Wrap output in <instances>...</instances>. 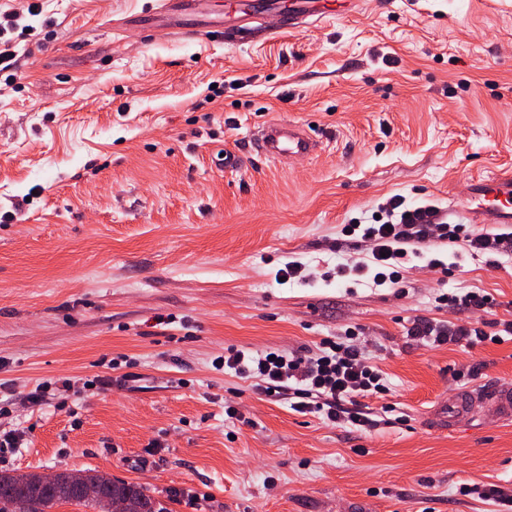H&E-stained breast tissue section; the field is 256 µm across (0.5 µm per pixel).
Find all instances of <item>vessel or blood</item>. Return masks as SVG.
Listing matches in <instances>:
<instances>
[{"label": "vessel or blood", "instance_id": "b4317fda", "mask_svg": "<svg viewBox=\"0 0 512 512\" xmlns=\"http://www.w3.org/2000/svg\"><path fill=\"white\" fill-rule=\"evenodd\" d=\"M278 19L276 34L294 33L320 23L328 14L322 0H226L222 11H214L211 0H156L155 19L168 21L177 35L249 41L263 33L267 14ZM319 140L303 122L271 120L254 135L253 151L260 157L286 163L313 155ZM472 211L477 224H512V173L488 176L473 185ZM475 392L460 394L434 417L445 425L455 415L471 409ZM499 418L512 417V386L495 389L486 398Z\"/></svg>", "mask_w": 512, "mask_h": 512}]
</instances>
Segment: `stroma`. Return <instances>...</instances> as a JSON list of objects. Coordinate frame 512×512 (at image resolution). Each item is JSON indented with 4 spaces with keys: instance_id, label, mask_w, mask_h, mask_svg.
<instances>
[{
    "instance_id": "1",
    "label": "stroma",
    "mask_w": 512,
    "mask_h": 512,
    "mask_svg": "<svg viewBox=\"0 0 512 512\" xmlns=\"http://www.w3.org/2000/svg\"><path fill=\"white\" fill-rule=\"evenodd\" d=\"M154 2L0 0L33 27L0 72V397L93 383L1 417L26 442L0 470L95 469L174 512H498L460 489L512 488V421L431 417L453 393L512 384V338L433 348L407 330L512 319V251L491 265L441 244L451 273L411 258L401 291L333 270L369 255L343 225L393 196L485 232L469 194L512 168V0H365L246 43L122 25ZM271 119L324 143L261 159L251 140ZM291 261L300 274L281 280ZM470 291L491 312L442 299ZM354 327L389 386L361 401L371 430L215 366L228 346L304 355Z\"/></svg>"
}]
</instances>
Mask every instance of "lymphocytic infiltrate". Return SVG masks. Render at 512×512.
<instances>
[{"instance_id":"f902f5d3","label":"lymphocytic infiltrate","mask_w":512,"mask_h":512,"mask_svg":"<svg viewBox=\"0 0 512 512\" xmlns=\"http://www.w3.org/2000/svg\"><path fill=\"white\" fill-rule=\"evenodd\" d=\"M371 224H347L343 233L370 240L375 285L398 288L403 284V263L412 254L429 249L431 238L464 242L473 255L494 258L505 245H512V233H466L460 224H439L438 208L432 202L406 206L403 198H389L378 210ZM368 263V264H371ZM368 264H348L349 272L363 274ZM408 336L440 347L448 344L476 345L485 341L486 332L474 323L414 320ZM355 329H348L340 340H324L317 352L308 355L275 353L255 355L234 347L227 348L223 358L225 369L242 378L256 380L259 390L268 395L292 392L294 411L321 414L328 423L373 427L374 421L358 409L359 399L386 390L382 372L359 348Z\"/></svg>"}]
</instances>
